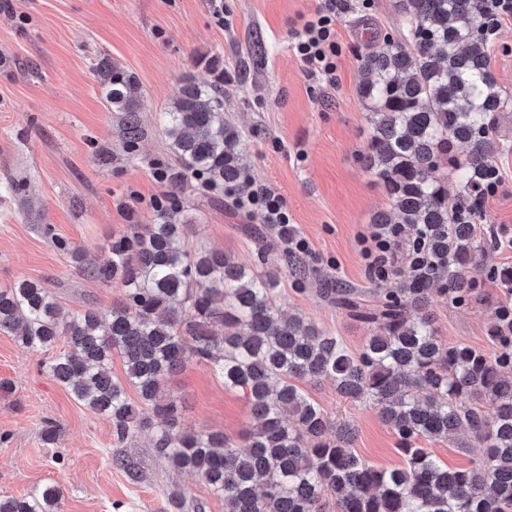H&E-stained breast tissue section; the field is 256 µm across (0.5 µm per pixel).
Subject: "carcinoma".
Masks as SVG:
<instances>
[{"instance_id":"cac0c4a2","label":"carcinoma","mask_w":512,"mask_h":512,"mask_svg":"<svg viewBox=\"0 0 512 512\" xmlns=\"http://www.w3.org/2000/svg\"><path fill=\"white\" fill-rule=\"evenodd\" d=\"M406 34L386 37L360 59L358 95L371 134L361 161L390 209L371 223L407 238L400 288L369 310L350 288L322 294L370 325L359 354L277 304L279 276L258 275L222 252L187 248L178 211H161L142 233L132 225L106 257L84 266L103 285L121 284L123 300L59 319L54 295L39 283L0 287V331L31 352L66 349L41 363L74 398L109 418L125 442L151 432L174 469L200 477L224 498V512H512V299L491 306L495 353L445 343L432 303L464 306L480 297L483 276L512 280V269L484 268L488 240L475 224H457L452 205L469 202L496 163L491 116L512 107L477 34L478 0H399ZM112 111L121 114L129 149L143 131L135 77L107 58L95 68ZM224 86L185 83L161 120L179 162V188L202 176L240 185L239 132L224 118ZM457 175L448 197L440 161ZM424 242L427 261L415 260ZM235 331L217 336L213 327ZM124 379L112 377V356ZM209 365L239 390L255 424L242 440L179 428L175 402L162 397L171 375L191 362ZM329 379L336 394L369 402L399 438L403 464L378 468L352 448L355 430L331 419L303 381ZM139 401H133L128 389ZM446 440L483 454L452 470L419 440ZM61 491L47 486L22 500L0 497V512H61Z\"/></svg>"}]
</instances>
